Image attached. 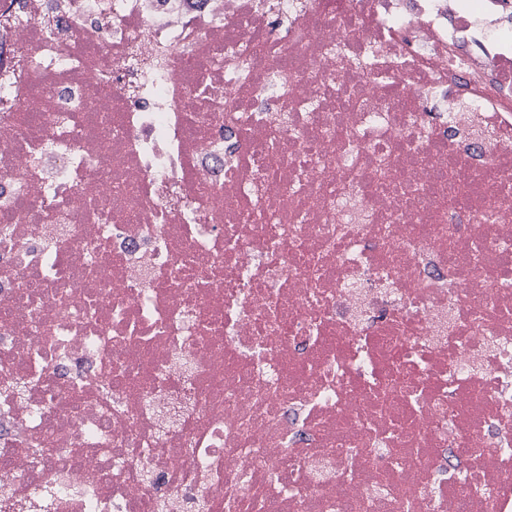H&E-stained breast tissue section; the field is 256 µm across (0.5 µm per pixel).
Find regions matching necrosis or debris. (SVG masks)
<instances>
[{"label": "necrosis or debris", "instance_id": "4bbe7bcc", "mask_svg": "<svg viewBox=\"0 0 512 512\" xmlns=\"http://www.w3.org/2000/svg\"><path fill=\"white\" fill-rule=\"evenodd\" d=\"M0 0V512H512V0Z\"/></svg>", "mask_w": 512, "mask_h": 512}]
</instances>
